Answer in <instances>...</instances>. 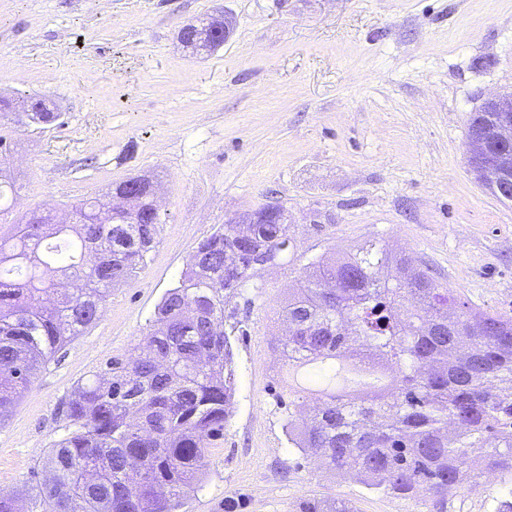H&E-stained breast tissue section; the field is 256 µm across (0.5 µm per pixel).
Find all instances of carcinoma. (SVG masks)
Segmentation results:
<instances>
[{
  "label": "carcinoma",
  "instance_id": "1",
  "mask_svg": "<svg viewBox=\"0 0 512 512\" xmlns=\"http://www.w3.org/2000/svg\"><path fill=\"white\" fill-rule=\"evenodd\" d=\"M193 52L224 44V18L194 23ZM60 119L44 99L0 98V119ZM115 213L97 198L69 221L19 224L0 236V422L31 374L93 325L112 287L130 279L158 243L159 212L146 187ZM16 183L0 175V215ZM258 211L260 224H221L197 243L158 305L156 330L112 378L82 383L53 442L33 512H180L202 488L214 441L224 437L236 392L226 307L259 260L290 246L288 208ZM288 412L298 452L349 473L372 492L414 503L413 512H462L461 491L496 473L512 512V316L459 301L403 251L377 241L303 267L282 307ZM299 512H354L307 500Z\"/></svg>",
  "mask_w": 512,
  "mask_h": 512
}]
</instances>
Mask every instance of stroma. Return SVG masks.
<instances>
[{"label": "stroma", "instance_id": "obj_1", "mask_svg": "<svg viewBox=\"0 0 512 512\" xmlns=\"http://www.w3.org/2000/svg\"><path fill=\"white\" fill-rule=\"evenodd\" d=\"M231 19L196 57L180 27ZM512 89V0H0V96L48 98L61 118L0 124V169L21 189L0 220L152 179L159 242L113 288L104 317L40 366L0 425V494L29 512L62 409L125 360L196 244L226 216L278 200L292 263L257 268L231 308L232 415L182 512H299L318 498L355 512H412L289 448L279 311L299 269L379 239L430 268L454 296L512 315V204L467 165L470 118Z\"/></svg>", "mask_w": 512, "mask_h": 512}]
</instances>
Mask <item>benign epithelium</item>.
I'll use <instances>...</instances> for the list:
<instances>
[{
	"label": "benign epithelium",
	"instance_id": "1",
	"mask_svg": "<svg viewBox=\"0 0 512 512\" xmlns=\"http://www.w3.org/2000/svg\"><path fill=\"white\" fill-rule=\"evenodd\" d=\"M482 112H499L492 131L468 133L467 161L476 181L488 192L499 194L500 186L512 182V91L486 99Z\"/></svg>",
	"mask_w": 512,
	"mask_h": 512
}]
</instances>
